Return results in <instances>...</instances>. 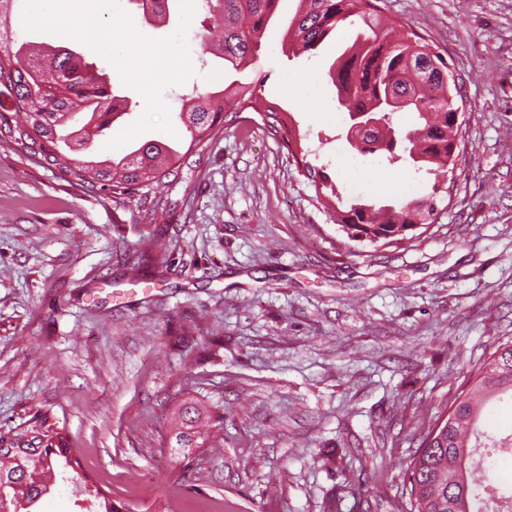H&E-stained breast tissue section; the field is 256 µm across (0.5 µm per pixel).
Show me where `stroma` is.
<instances>
[{
	"mask_svg": "<svg viewBox=\"0 0 512 512\" xmlns=\"http://www.w3.org/2000/svg\"><path fill=\"white\" fill-rule=\"evenodd\" d=\"M465 81V144L434 224L411 240L349 241L263 126L235 116L188 154L177 116L219 81L264 79L310 164L344 198L394 200L430 175L349 169L346 120L323 71L336 53L288 60L270 27L257 71L235 73L189 45L196 74L164 89L184 151L162 184L165 220L137 197L61 180L0 146V432L46 412L118 512H402L407 463L470 369L512 338V0H380ZM73 49L144 97L81 41ZM298 78L289 88V78ZM205 406L218 448L172 449L176 409Z\"/></svg>",
	"mask_w": 512,
	"mask_h": 512,
	"instance_id": "35a3bbf8",
	"label": "stroma"
}]
</instances>
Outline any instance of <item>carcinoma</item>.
Here are the masks:
<instances>
[{"label":"carcinoma","mask_w":512,"mask_h":512,"mask_svg":"<svg viewBox=\"0 0 512 512\" xmlns=\"http://www.w3.org/2000/svg\"><path fill=\"white\" fill-rule=\"evenodd\" d=\"M144 15L166 19L169 0H135ZM280 0H201L204 20L223 21L218 55L236 71L255 68L262 38L276 18ZM366 30L357 34L328 68L338 108L347 114L381 112L385 129L361 132L354 150L381 153L390 165L410 164L417 172L434 174L430 190L376 205L361 197L344 200L337 184L321 167L300 158L301 135L290 128L280 145L303 165L315 188L316 201L347 237L359 243L404 241L409 230L433 223L442 179L456 171L459 130L451 124L449 99L464 98L461 77L444 56L432 49L407 24L381 14L378 0H299L288 20L282 49L298 57L312 56L352 17ZM17 40L0 46V141L33 156L72 185L109 190L112 196L137 194L143 220L156 223L166 213L167 200L159 185L176 173L177 154L157 142L144 144L119 161L81 159L75 154L109 129L126 96L109 88L105 75L95 74L72 51H24ZM232 112H265L272 135L281 133L280 107L262 98V81L234 80L224 89L186 99L187 150L201 154L224 134V116ZM399 112L414 114L416 125L395 121ZM396 132L391 142L390 132ZM512 394V340L500 344L472 376V384L449 407L443 426L431 427L407 465L405 512H512V489L486 483L482 471L470 464L472 448L481 445L508 455L498 440L478 429L484 406ZM202 411L185 407L174 438L185 456L210 444L200 429ZM76 449L46 414L26 425L0 433V512H30L50 488L61 469L73 468ZM80 491L93 501L95 512H115L112 498L84 480Z\"/></svg>","instance_id":"1"}]
</instances>
